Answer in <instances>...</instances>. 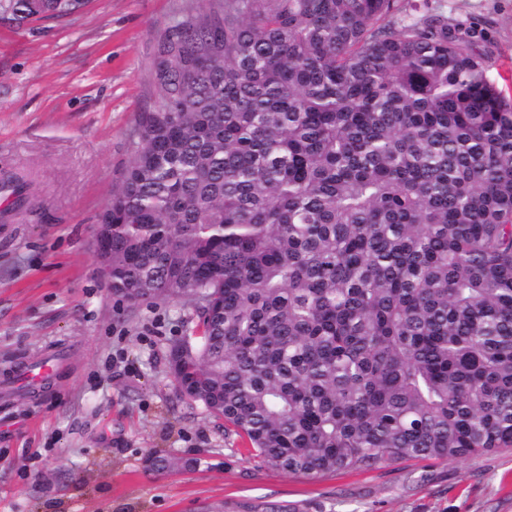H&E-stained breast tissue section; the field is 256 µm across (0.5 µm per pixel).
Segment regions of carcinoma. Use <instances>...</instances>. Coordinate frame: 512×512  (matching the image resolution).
I'll return each instance as SVG.
<instances>
[{"instance_id": "cac0c4a2", "label": "carcinoma", "mask_w": 512, "mask_h": 512, "mask_svg": "<svg viewBox=\"0 0 512 512\" xmlns=\"http://www.w3.org/2000/svg\"><path fill=\"white\" fill-rule=\"evenodd\" d=\"M482 37L430 0H224L163 39L98 227L112 293L195 308L169 368L262 464L512 447V96Z\"/></svg>"}]
</instances>
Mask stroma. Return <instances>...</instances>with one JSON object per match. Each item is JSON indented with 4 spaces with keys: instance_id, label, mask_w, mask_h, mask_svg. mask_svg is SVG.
<instances>
[{
    "instance_id": "1",
    "label": "stroma",
    "mask_w": 512,
    "mask_h": 512,
    "mask_svg": "<svg viewBox=\"0 0 512 512\" xmlns=\"http://www.w3.org/2000/svg\"><path fill=\"white\" fill-rule=\"evenodd\" d=\"M0 0V176L44 207L0 223V512H512V448L459 462L405 459L308 479L261 466L224 422L180 396L167 351L191 305H129L102 278L95 228L160 94L171 25L224 0H82L15 20ZM486 36L491 78L512 75V0H430ZM55 354L31 389L18 370ZM157 452L194 470L150 473Z\"/></svg>"
}]
</instances>
